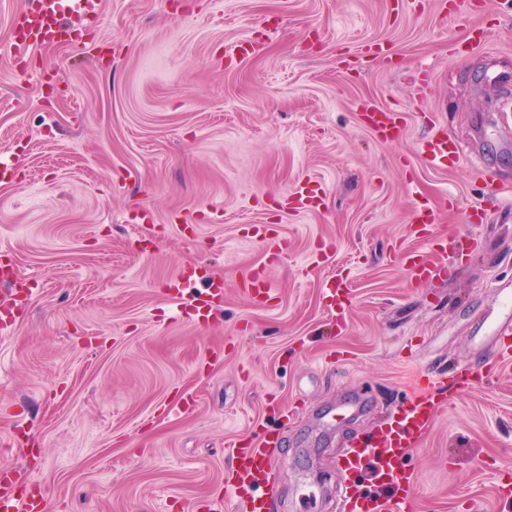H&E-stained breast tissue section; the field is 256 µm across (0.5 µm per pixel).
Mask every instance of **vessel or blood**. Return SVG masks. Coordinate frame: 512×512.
Instances as JSON below:
<instances>
[{"instance_id": "vessel-or-blood-1", "label": "vessel or blood", "mask_w": 512, "mask_h": 512, "mask_svg": "<svg viewBox=\"0 0 512 512\" xmlns=\"http://www.w3.org/2000/svg\"><path fill=\"white\" fill-rule=\"evenodd\" d=\"M103 0H27L25 7L13 19L11 54L22 59L28 53L49 46L63 45L71 40L72 27L80 23L97 27ZM360 123L378 140L390 141L399 134L394 112L365 104L359 114ZM418 152L433 168L447 167L461 159L460 144L440 129ZM289 209L309 211L322 204L321 189L303 184L291 190L287 199ZM473 248L469 238L449 235L441 240L435 256L419 253L405 254L416 285L422 286L445 277L444 256L467 260ZM245 284L254 303H268L273 292L264 267L251 269ZM39 286L38 281L19 278L11 262L0 263V335L14 333L24 319ZM323 291L330 307L346 313L351 293L345 283L331 279ZM167 297L174 301L181 316L197 325H206L212 314L224 304V282L199 267L170 279ZM480 351H493L495 368L512 367V293L504 294L502 312L489 326L488 335L478 340ZM431 393L408 397L394 412L389 423L371 437L353 440L337 468L346 474L354 489L355 512H406L410 474L404 460L408 448L414 447L429 428L437 406V389L441 381L431 380ZM279 439L266 434L259 442L235 441L227 448L232 461L224 477L228 488L226 498L235 512H269L264 489L274 463L268 453ZM0 512H50L47 494L37 488L18 490L12 467L0 464Z\"/></svg>"}]
</instances>
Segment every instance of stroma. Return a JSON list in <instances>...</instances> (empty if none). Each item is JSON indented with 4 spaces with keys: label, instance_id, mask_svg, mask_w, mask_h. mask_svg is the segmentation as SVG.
I'll list each match as a JSON object with an SVG mask.
<instances>
[{
    "label": "stroma",
    "instance_id": "obj_1",
    "mask_svg": "<svg viewBox=\"0 0 512 512\" xmlns=\"http://www.w3.org/2000/svg\"><path fill=\"white\" fill-rule=\"evenodd\" d=\"M25 2L0 0V159L19 162L0 182V249L42 288L0 337V463L39 483L50 512H178L223 499L227 443L266 427L280 436L271 512H337L348 441L428 369L473 362L498 289L512 290V220L494 191L512 184V0L477 16L441 0H103L92 34L18 66L10 20ZM477 22L485 44L459 56ZM258 29L259 51L225 67ZM375 41L392 61L342 65ZM366 101L395 111L399 140L360 127ZM441 127L466 156L433 169L418 147ZM305 180L321 208L286 211ZM424 200L441 221L414 237ZM258 227L288 241L269 307L239 286L263 260ZM448 233L480 247L416 286L403 253ZM195 266L224 280L205 327L164 295ZM330 275L353 292L341 328ZM361 392L370 409L321 433L323 412ZM443 398L407 452L410 512H512L498 493L512 482V371ZM19 421L39 459L16 446ZM302 477L323 496L299 501Z\"/></svg>",
    "mask_w": 512,
    "mask_h": 512
}]
</instances>
